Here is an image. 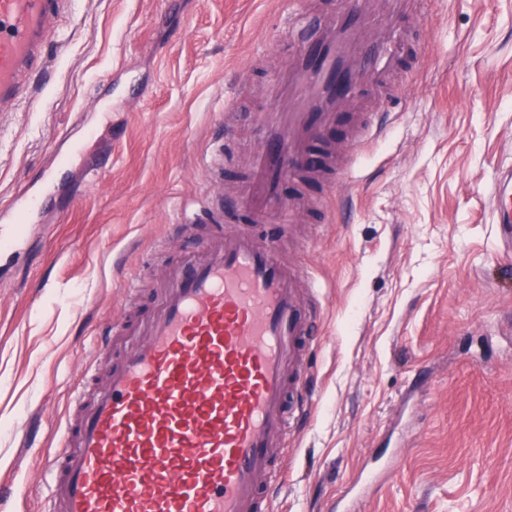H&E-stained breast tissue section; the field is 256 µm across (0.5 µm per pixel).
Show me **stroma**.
Listing matches in <instances>:
<instances>
[{
  "label": "stroma",
  "mask_w": 512,
  "mask_h": 512,
  "mask_svg": "<svg viewBox=\"0 0 512 512\" xmlns=\"http://www.w3.org/2000/svg\"><path fill=\"white\" fill-rule=\"evenodd\" d=\"M336 0H74L16 109L0 112V211L39 191L0 253V512H46L48 460L86 374L142 339L170 272L241 228L279 243L320 306L313 401L272 462L268 512H328L361 472L362 512H512V252L492 187L512 162V0H421L384 130L335 184L284 178L304 221L253 222L230 189L256 123ZM137 289L127 293V282ZM30 447L19 433L32 417Z\"/></svg>",
  "instance_id": "1"
}]
</instances>
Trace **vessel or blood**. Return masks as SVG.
I'll use <instances>...</instances> for the list:
<instances>
[{"instance_id": "obj_1", "label": "vessel or blood", "mask_w": 512, "mask_h": 512, "mask_svg": "<svg viewBox=\"0 0 512 512\" xmlns=\"http://www.w3.org/2000/svg\"><path fill=\"white\" fill-rule=\"evenodd\" d=\"M69 0H0V109L45 57ZM413 0H345L291 59L261 120L265 149L238 202L279 210L324 125L347 108L339 80L388 83L387 32ZM495 219L512 243V164L494 181ZM311 280L273 245L238 232L175 268L146 339L118 352L105 381L80 389L51 462L52 512H258L270 454L304 407L303 355L316 309Z\"/></svg>"}]
</instances>
